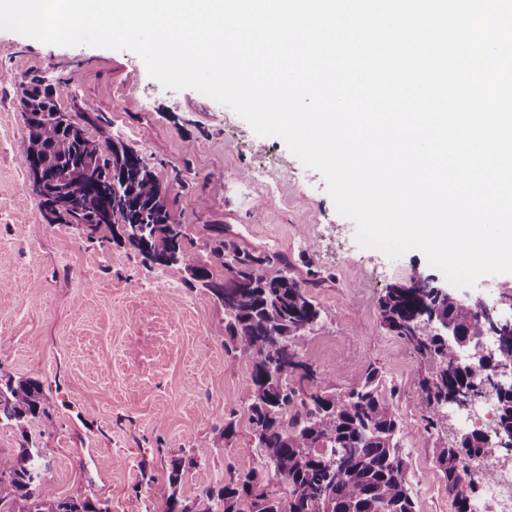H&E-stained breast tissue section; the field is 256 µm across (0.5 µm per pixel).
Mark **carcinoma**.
I'll return each instance as SVG.
<instances>
[{
    "label": "carcinoma",
    "mask_w": 512,
    "mask_h": 512,
    "mask_svg": "<svg viewBox=\"0 0 512 512\" xmlns=\"http://www.w3.org/2000/svg\"><path fill=\"white\" fill-rule=\"evenodd\" d=\"M26 114L27 145L22 164L37 157L55 177L57 200L69 203L68 215L51 223L78 224L88 238L107 229L112 239L155 267H183L187 285L209 291L224 309L225 348L251 365V396L247 405L256 447L266 475L249 463L223 487L193 499L180 492L186 466L209 453L196 448L187 460L172 463L167 512H415L401 453L399 419L393 395L380 389L379 371L368 369L364 382L346 394H331L313 365L301 354L300 343L320 325L321 309L301 283L288 275L287 261L257 253L224 238V226L213 232L209 258L195 259L188 234L168 207V189L155 166L135 148L111 135V121L89 100L79 111L88 129L72 131L53 123L66 93L61 82L44 84L38 76L16 80ZM112 189V217L107 223L97 187ZM220 266L222 273L214 271ZM383 327L428 352L439 366L419 383L417 406L428 425L443 418L454 397L489 378L512 344L493 361L452 367L456 344L428 327V316L448 320L460 341L471 340L489 327L479 311L451 304L426 277L414 286L398 283L379 301ZM496 425L512 428V392H499ZM42 384L15 378L0 370V420L23 424L47 415ZM487 452L481 431L465 434L460 444L440 449L435 464L453 495L455 512H473L477 486L466 475L465 460ZM33 450L0 455V512H105L88 499L42 496L33 481Z\"/></svg>",
    "instance_id": "carcinoma-1"
}]
</instances>
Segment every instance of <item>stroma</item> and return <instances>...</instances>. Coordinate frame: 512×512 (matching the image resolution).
I'll list each match as a JSON object with an SVG mask.
<instances>
[{"label":"stroma","mask_w":512,"mask_h":512,"mask_svg":"<svg viewBox=\"0 0 512 512\" xmlns=\"http://www.w3.org/2000/svg\"><path fill=\"white\" fill-rule=\"evenodd\" d=\"M1 72L0 368L42 382L48 414L23 428L0 420V454L41 449L44 497L166 512L173 459L210 450L182 476L190 499L223 485L241 462L262 460L248 420L251 367L225 350L224 312L208 290L186 287L184 268L146 267L116 241H90L77 225L45 218L21 163L26 116L13 85L35 74L65 80L62 107L94 102L113 138L155 165L194 257L208 256L209 227L220 224L240 246L287 259L322 313L303 354L336 394L378 368L395 393L416 512H454L435 459L461 431L446 421L429 427L415 397L434 364L379 318L389 284L416 274L444 283L421 251L392 259L359 247L322 175L282 139L257 135L196 90L164 87L132 51L35 45L0 31ZM467 293L512 316V274L482 277ZM227 423L233 430L221 435Z\"/></svg>","instance_id":"35a3bbf8"}]
</instances>
